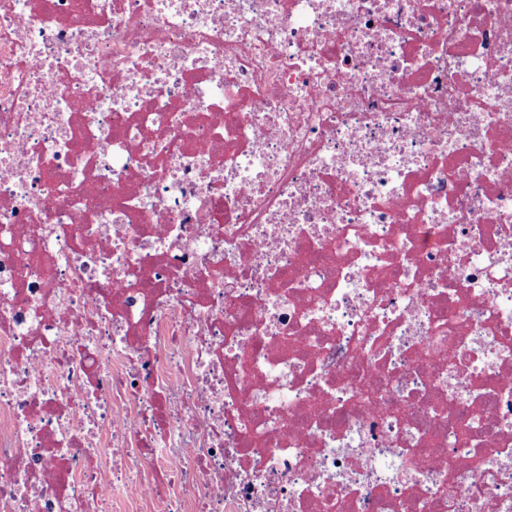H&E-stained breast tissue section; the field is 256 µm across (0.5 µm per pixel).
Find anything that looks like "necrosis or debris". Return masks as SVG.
Instances as JSON below:
<instances>
[{
	"mask_svg": "<svg viewBox=\"0 0 512 512\" xmlns=\"http://www.w3.org/2000/svg\"><path fill=\"white\" fill-rule=\"evenodd\" d=\"M512 512V0H0V512Z\"/></svg>",
	"mask_w": 512,
	"mask_h": 512,
	"instance_id": "1",
	"label": "necrosis or debris"
}]
</instances>
